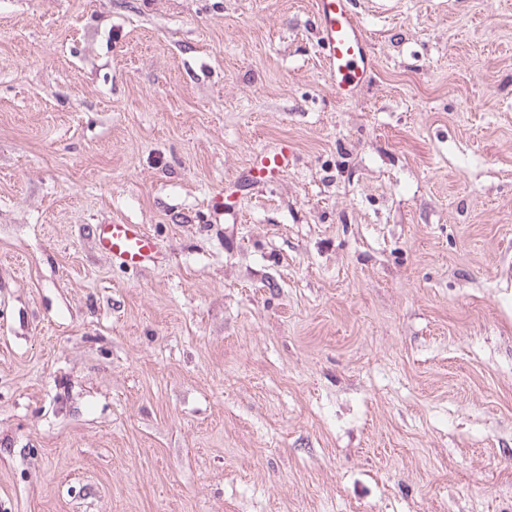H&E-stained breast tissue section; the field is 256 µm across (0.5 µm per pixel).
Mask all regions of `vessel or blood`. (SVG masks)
<instances>
[{
  "label": "vessel or blood",
  "instance_id": "1",
  "mask_svg": "<svg viewBox=\"0 0 512 512\" xmlns=\"http://www.w3.org/2000/svg\"><path fill=\"white\" fill-rule=\"evenodd\" d=\"M319 42L327 73L337 94L344 99L366 83L373 67L367 36L353 9L352 0H315ZM296 153L287 142L255 155L237 186L277 181L294 167ZM95 245L113 264L132 270L163 265L166 254L141 225L104 222L95 227Z\"/></svg>",
  "mask_w": 512,
  "mask_h": 512
}]
</instances>
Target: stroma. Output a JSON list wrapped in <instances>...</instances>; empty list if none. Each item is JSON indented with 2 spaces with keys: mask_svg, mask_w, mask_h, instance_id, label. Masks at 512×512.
<instances>
[{
  "mask_svg": "<svg viewBox=\"0 0 512 512\" xmlns=\"http://www.w3.org/2000/svg\"><path fill=\"white\" fill-rule=\"evenodd\" d=\"M353 2L0 0V512H512V0ZM351 6V0H315L322 58L343 99L363 87L373 67L367 36ZM296 163V153L294 147L287 141L278 143L259 154L255 155L244 174L236 183L237 190L222 197L219 202L224 209V217L232 216L233 221L238 211L239 197L234 198V194L245 191L249 186L268 184L277 181L294 167ZM95 246L112 264L132 270L166 262V253L140 224H95Z\"/></svg>",
  "mask_w": 512,
  "mask_h": 512,
  "instance_id": "35a3bbf8",
  "label": "stroma"
}]
</instances>
